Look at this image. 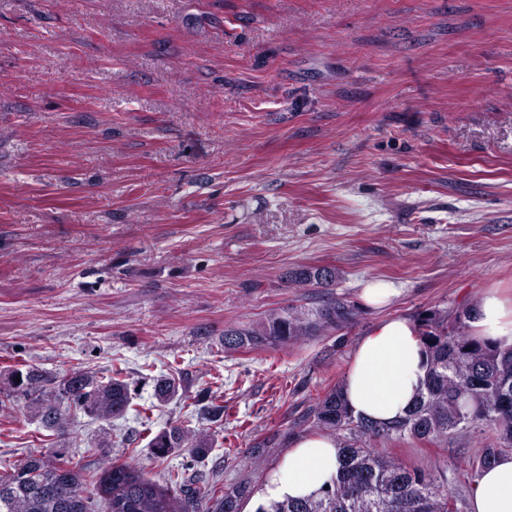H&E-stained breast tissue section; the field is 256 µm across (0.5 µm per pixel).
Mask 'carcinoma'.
Listing matches in <instances>:
<instances>
[{
    "label": "carcinoma",
    "instance_id": "carcinoma-1",
    "mask_svg": "<svg viewBox=\"0 0 512 512\" xmlns=\"http://www.w3.org/2000/svg\"><path fill=\"white\" fill-rule=\"evenodd\" d=\"M336 271L301 267L291 275L298 286H330ZM352 312L336 298L312 312L290 307L270 313L256 326L224 332V348L257 349L296 343L318 336L349 320ZM470 310L453 321L434 311L419 313L417 322L426 353V380L407 415L377 424L357 418L334 385L311 408L313 426L337 438L340 466L335 478L307 498L259 505L256 512H461L464 502L448 491L434 471L412 469L398 457L378 454L375 445L409 437L440 444L448 435L474 430L482 448L464 463L460 475L473 485L498 456L512 453V345L474 336ZM72 369L51 375L29 364H15L0 380V411L25 402L32 418L50 436L60 437L78 414L103 421L125 416L133 393L120 378ZM21 381H16V378ZM173 378L156 381L154 395L168 401L178 393ZM211 436L170 426L149 441L153 454L165 458L177 448L198 455L211 447ZM257 489L249 481L224 489L218 482L198 486L171 473L164 483L146 477L132 462L114 461L87 471L75 457L56 452L29 454L7 475L0 474V512H94L102 500L107 512H242V503Z\"/></svg>",
    "mask_w": 512,
    "mask_h": 512
}]
</instances>
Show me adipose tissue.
<instances>
[{"instance_id": "ef3b65f1", "label": "adipose tissue", "mask_w": 512, "mask_h": 512, "mask_svg": "<svg viewBox=\"0 0 512 512\" xmlns=\"http://www.w3.org/2000/svg\"><path fill=\"white\" fill-rule=\"evenodd\" d=\"M469 324L475 335L512 344V297L504 296L500 288H489L477 301ZM425 373L416 323L390 318L358 343L342 379V391L354 414L388 422L406 415ZM338 466L339 449L333 437L301 438L268 474L260 500L316 494L335 477ZM472 512H512V454L498 457L482 473L472 495Z\"/></svg>"}]
</instances>
